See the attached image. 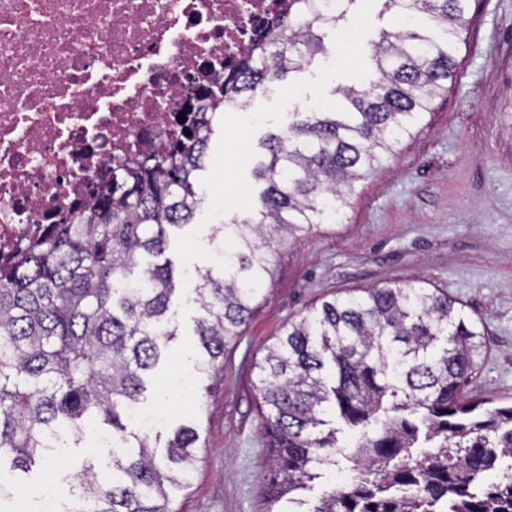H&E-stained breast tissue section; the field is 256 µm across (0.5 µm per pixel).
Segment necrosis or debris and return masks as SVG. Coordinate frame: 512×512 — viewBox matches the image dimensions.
<instances>
[{
    "mask_svg": "<svg viewBox=\"0 0 512 512\" xmlns=\"http://www.w3.org/2000/svg\"><path fill=\"white\" fill-rule=\"evenodd\" d=\"M288 0H0V261L177 138Z\"/></svg>",
    "mask_w": 512,
    "mask_h": 512,
    "instance_id": "necrosis-or-debris-1",
    "label": "necrosis or debris"
}]
</instances>
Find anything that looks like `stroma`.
<instances>
[{
  "instance_id": "1",
  "label": "stroma",
  "mask_w": 512,
  "mask_h": 512,
  "mask_svg": "<svg viewBox=\"0 0 512 512\" xmlns=\"http://www.w3.org/2000/svg\"><path fill=\"white\" fill-rule=\"evenodd\" d=\"M457 76L385 168L360 181L340 223L277 244L273 275L224 366L201 382L195 474L170 492L174 512H266L273 455L254 388L255 361L272 336L332 295L420 278L480 319L487 348L469 395L512 398V0H473ZM180 327L142 400L165 443L193 377L195 319ZM96 424L67 448L53 496L71 504L87 468L105 473L111 448Z\"/></svg>"
}]
</instances>
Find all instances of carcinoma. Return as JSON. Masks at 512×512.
Returning <instances> with one entry per match:
<instances>
[{"mask_svg":"<svg viewBox=\"0 0 512 512\" xmlns=\"http://www.w3.org/2000/svg\"><path fill=\"white\" fill-rule=\"evenodd\" d=\"M271 42L248 57L224 102L264 90L310 66L324 28L348 21L302 6ZM412 17L380 33L372 73L338 86L343 111L294 119L262 143L254 168L263 183L247 219L221 224L213 240L235 241L228 271L197 266L196 370L224 362L252 303L272 276L273 243L339 221L356 183L380 170L413 136L455 76L471 0H379ZM213 118L185 123L177 144L133 163L80 213L49 224L39 242L0 266V512L16 494V472L47 466L61 437L79 438L98 419L112 439L102 477L84 471L82 512H174L170 488H187L199 432L179 425L163 450L132 421L145 377L177 336L170 262L133 276L141 254L164 253L169 229L192 223L201 203ZM486 333L457 301L422 281L388 282L334 296L272 337L255 362L274 470L267 512H298L295 493L320 471L348 481L311 512H512V403L486 407L464 394Z\"/></svg>","mask_w":512,"mask_h":512,"instance_id":"cac0c4a2","label":"carcinoma"}]
</instances>
